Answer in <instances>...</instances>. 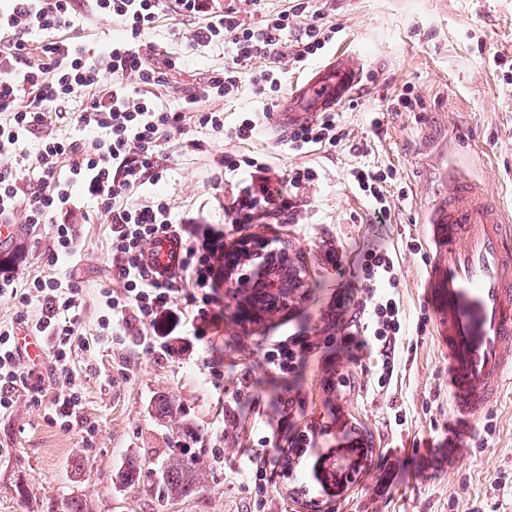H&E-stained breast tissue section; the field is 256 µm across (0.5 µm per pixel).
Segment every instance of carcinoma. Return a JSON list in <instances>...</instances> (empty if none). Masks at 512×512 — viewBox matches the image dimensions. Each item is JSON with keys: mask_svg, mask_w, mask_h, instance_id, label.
Here are the masks:
<instances>
[{"mask_svg": "<svg viewBox=\"0 0 512 512\" xmlns=\"http://www.w3.org/2000/svg\"><path fill=\"white\" fill-rule=\"evenodd\" d=\"M157 413L161 417L178 419L181 432L190 426L184 411L169 400L158 406ZM156 469L159 471V481L154 484L155 493L158 500L168 501L187 498L199 492L209 476L213 475L214 463L210 460L209 449L193 451L176 439ZM144 476L145 463L138 455L123 463L116 474L117 482L124 487L140 483Z\"/></svg>", "mask_w": 512, "mask_h": 512, "instance_id": "cac0c4a2", "label": "carcinoma"}]
</instances>
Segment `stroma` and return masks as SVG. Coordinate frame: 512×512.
Segmentation results:
<instances>
[{"label":"stroma","instance_id":"35a3bbf8","mask_svg":"<svg viewBox=\"0 0 512 512\" xmlns=\"http://www.w3.org/2000/svg\"><path fill=\"white\" fill-rule=\"evenodd\" d=\"M318 21L337 33L320 56L296 62L295 48L260 59L256 68L274 70L281 94L333 49L359 51L366 60L362 82L337 112L343 138L336 146L295 153L269 128L246 142L190 127L187 135L163 132L160 162L165 181L131 192L130 206L167 201L182 237L200 244L224 234L227 248L239 236H259L269 248H288L301 268L303 285L294 302L275 312L244 306L223 257L212 261L215 295L224 304L219 324L202 321L198 334L224 353V389L210 384L201 361H157L133 342L100 344L73 358L80 372L83 416L96 428L91 445L78 431L59 428L45 406L19 395L12 413L0 415V512H57L79 493L90 512H247L248 478L241 451L269 428L287 423L279 411L255 417L231 397L242 379L263 384L262 396L277 390L261 355L272 337L305 327L318 337L341 335L330 315L341 289L353 287V251L381 237L399 256L400 300L408 330L402 372L388 389L372 390L368 366L347 359L313 363L290 395L301 403V423L316 430L315 447L277 467L271 483V512H512V388L479 420L460 426L448 404V359L435 334L424 299V283L435 256L424 218L445 189L449 170L475 183L512 209V0H308L297 25ZM199 20L164 12L147 39L159 51L180 54L182 68L164 106L222 71L223 45L191 46ZM420 104H398L405 92ZM195 147L185 146V138ZM251 156L266 164L270 188L282 191L286 209L276 214L239 209L243 174L235 166ZM356 167L386 173L382 189L389 224L372 222L368 198L347 181ZM311 170L313 180H295ZM237 217L242 232L226 231ZM84 255L78 264L86 287L82 319L98 316L96 290L107 283L112 256L108 225L91 215L81 225ZM44 229L25 230L0 248V271L23 277L54 272ZM352 371L358 391L339 397L329 379ZM180 405L215 449L214 475L198 494L158 501L151 483L119 488L115 474L126 459L144 454L159 461L170 446L172 423L157 419L160 400ZM407 422L387 423L391 404ZM492 435H485V423ZM24 484L26 499L14 488Z\"/></svg>","mask_w":512,"mask_h":512}]
</instances>
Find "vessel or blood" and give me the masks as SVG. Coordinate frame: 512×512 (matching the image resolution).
Returning a JSON list of instances; mask_svg holds the SVG:
<instances>
[{
	"mask_svg": "<svg viewBox=\"0 0 512 512\" xmlns=\"http://www.w3.org/2000/svg\"><path fill=\"white\" fill-rule=\"evenodd\" d=\"M363 75L359 54H334L293 86L273 114V126L286 131L338 109ZM428 225L437 261L424 295L448 354L451 408L468 422L512 383V225L504 222L498 201L461 178L434 202ZM177 254L174 236L163 235L146 259L168 275Z\"/></svg>",
	"mask_w": 512,
	"mask_h": 512,
	"instance_id": "obj_1",
	"label": "vessel or blood"
}]
</instances>
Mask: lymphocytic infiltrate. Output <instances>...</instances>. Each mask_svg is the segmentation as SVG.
Instances as JSON below:
<instances>
[{
	"instance_id": "lymphocytic-infiltrate-1",
	"label": "lymphocytic infiltrate",
	"mask_w": 512,
	"mask_h": 512,
	"mask_svg": "<svg viewBox=\"0 0 512 512\" xmlns=\"http://www.w3.org/2000/svg\"><path fill=\"white\" fill-rule=\"evenodd\" d=\"M86 6L119 24L120 35L97 48L63 36V29ZM166 9L205 18L190 41L197 47L223 44L231 57L223 72L186 92L172 108L158 106L155 91L171 84L180 59L158 56L146 39ZM304 12L302 0H296L289 12L250 27L241 21L239 8L221 6L219 0H5L0 6V224L48 226L50 261L64 268L63 274L51 277H0V297L27 309L20 320H0V413L12 411L23 393L34 404H47L63 431H79L83 442H91L93 427L81 416L79 373L71 364L77 351L89 349L88 332L103 341L117 332L133 333L144 352L174 362L195 353L197 320L223 318L218 299L209 292L210 261L223 249L222 237L199 247L182 244L176 274L160 279L145 253L155 238L177 231L168 205L157 200L130 207L122 198L163 179L162 132L181 133L190 124L225 130L223 112L208 103L234 93L242 75H249L263 111H275L278 80L270 70H253V62L283 55L292 39L298 44L295 59L301 62L335 35L334 29L314 22L294 29V18ZM35 32L48 39L34 47L28 37ZM63 126L77 129V136L60 135ZM340 137L336 115L329 112L289 131L288 147L302 152L315 145H335ZM31 138L38 143L30 162L37 178L28 182L14 159ZM84 200L109 225L111 279L120 285L116 291L111 286L100 289V315L91 329L81 318L85 288L76 275L84 249L79 230ZM397 265L395 250L382 245L362 249L357 265L360 297L336 312L344 331L342 347L352 361L373 363L374 385L380 389L388 388L401 371L405 318L397 293ZM182 275L193 279L194 292H183L178 283ZM177 306L183 309L186 334L175 346L150 329L159 315ZM21 323L28 335L42 342L51 371L25 356L16 340ZM326 357V343L307 331L276 338L262 351L273 382L284 390L310 363ZM279 442L274 434L261 436L244 456L255 512H265L276 468L269 450Z\"/></svg>"
}]
</instances>
